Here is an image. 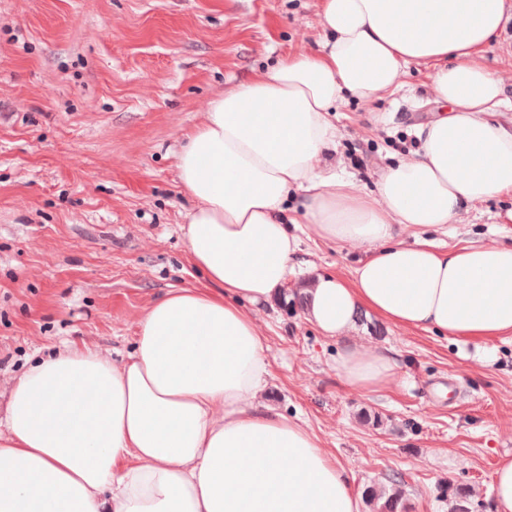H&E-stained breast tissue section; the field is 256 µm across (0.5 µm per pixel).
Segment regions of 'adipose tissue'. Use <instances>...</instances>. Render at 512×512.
Instances as JSON below:
<instances>
[{"label":"adipose tissue","mask_w":512,"mask_h":512,"mask_svg":"<svg viewBox=\"0 0 512 512\" xmlns=\"http://www.w3.org/2000/svg\"><path fill=\"white\" fill-rule=\"evenodd\" d=\"M506 0H323L318 50L209 102L176 156L194 206L186 236L208 281L153 301L116 362L66 346L11 383L0 415V512H361L351 477L300 420L263 404L265 338L238 302L282 286L299 241L286 201L304 191L320 239L360 247L351 279L318 275L307 321L345 337L366 311L452 339L512 337V244L448 250L426 230L512 194V105L481 61ZM430 64L448 114L375 192L326 163L350 99L384 98L407 64ZM416 234L414 244L399 229ZM345 384L388 386V351L346 345Z\"/></svg>","instance_id":"ef3b65f1"}]
</instances>
